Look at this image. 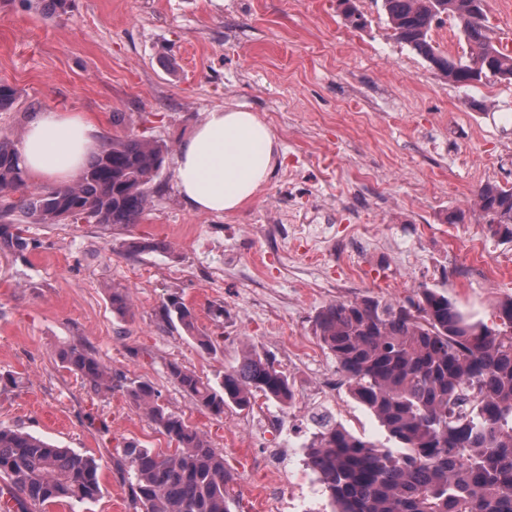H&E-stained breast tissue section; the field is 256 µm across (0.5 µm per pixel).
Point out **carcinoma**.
<instances>
[{
	"label": "carcinoma",
	"mask_w": 512,
	"mask_h": 512,
	"mask_svg": "<svg viewBox=\"0 0 512 512\" xmlns=\"http://www.w3.org/2000/svg\"><path fill=\"white\" fill-rule=\"evenodd\" d=\"M347 24L362 26L354 0H341ZM486 0H383L397 40L448 80L473 87L488 78L512 80V56L488 36ZM43 13L68 12L70 0H36ZM456 24L469 59L442 54L431 31L443 18ZM18 89L0 82V111ZM169 147L143 134L114 138L70 185L30 187L19 151L0 137V250H26L28 224L86 220L137 224L152 202ZM477 206L494 236L512 238V188L488 183ZM23 223L16 224L12 216ZM161 319L178 324L198 348L217 350L199 330L193 308L170 297ZM491 328L463 313L448 296L424 287L417 298H365L331 303L316 316V335L336 358L352 396L400 448L397 453L357 436L327 414L314 418L306 464L328 493L332 512H512V299L497 307ZM66 370L95 391H112V367L91 350L69 344L57 351ZM173 383L215 416L233 404L249 409L258 396L291 403L294 390L273 360L258 352L214 379L172 363ZM151 423L175 448L129 441L115 467L131 476L133 512H231L234 477L224 454L183 416L160 401L147 382L126 386ZM0 478L19 512L73 510L101 494L95 457L59 448L18 428L0 425Z\"/></svg>",
	"instance_id": "1"
}]
</instances>
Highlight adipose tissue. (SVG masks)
Masks as SVG:
<instances>
[{
  "instance_id": "1",
  "label": "adipose tissue",
  "mask_w": 512,
  "mask_h": 512,
  "mask_svg": "<svg viewBox=\"0 0 512 512\" xmlns=\"http://www.w3.org/2000/svg\"><path fill=\"white\" fill-rule=\"evenodd\" d=\"M92 131V121L82 113H40L23 135V168L59 185L72 183L99 149ZM279 159L272 130L255 113L217 108L182 141L176 153L177 188L196 212H233L257 196Z\"/></svg>"
}]
</instances>
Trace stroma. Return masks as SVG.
Instances as JSON below:
<instances>
[{"mask_svg":"<svg viewBox=\"0 0 512 512\" xmlns=\"http://www.w3.org/2000/svg\"><path fill=\"white\" fill-rule=\"evenodd\" d=\"M355 4L359 28L340 0H72L53 18L0 0V81L20 91L0 112V135L21 140L42 112H83L99 140L135 132L175 149L205 112L240 106L282 153L234 213L190 210L170 156L139 223L34 224L27 251L0 252V373L22 378L0 387V423L99 461L102 495L78 512H131L116 448L170 446L126 396L132 381L150 383L223 452L232 512H330L305 461L311 414L329 411L379 441L386 432L321 346L317 312L428 287L488 324L512 299V238L491 236L476 206L483 185L512 187V81L450 82L395 39L382 0ZM455 212L464 222L449 223ZM143 238L164 247L132 253ZM116 288L129 298L123 318ZM172 294L217 338L216 352L164 325ZM67 344L111 365V394L62 368ZM248 351L276 359L292 403L260 397L216 417L169 379V364L211 379Z\"/></svg>","mask_w":512,"mask_h":512,"instance_id":"35a3bbf8","label":"stroma"}]
</instances>
